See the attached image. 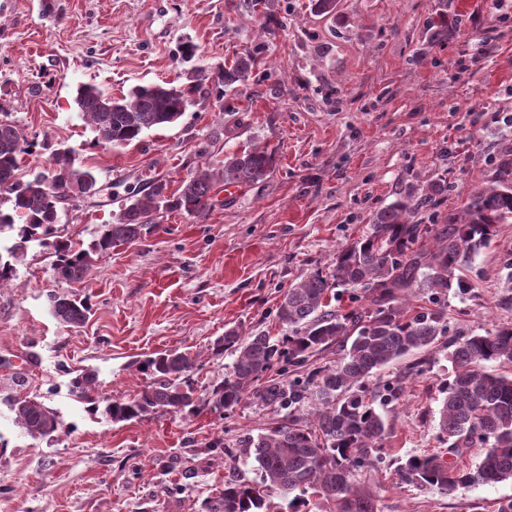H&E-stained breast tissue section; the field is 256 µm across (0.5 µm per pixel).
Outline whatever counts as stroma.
<instances>
[{
  "instance_id": "obj_1",
  "label": "stroma",
  "mask_w": 512,
  "mask_h": 512,
  "mask_svg": "<svg viewBox=\"0 0 512 512\" xmlns=\"http://www.w3.org/2000/svg\"><path fill=\"white\" fill-rule=\"evenodd\" d=\"M447 24L448 39L429 43ZM196 55L183 61L179 47ZM264 66L231 89L214 75L255 45ZM201 89L174 123L128 145H98L75 103L92 84L118 98L132 87ZM0 106L30 144L24 171L55 149L75 150L111 201L92 198L62 213L59 239L85 248L112 223L128 189L156 182L176 191L204 165L256 145L272 157L265 179L217 188L200 215L158 216L141 239L96 259L83 281L58 279L52 249L0 232V255L23 245L12 287L0 288V512H206L239 453L276 413L243 405L219 414L157 413L115 423L69 389L83 370L96 393L142 388L147 358L198 356L190 377L208 395L234 362L214 343L235 327L283 335L284 291L329 273L338 247L367 234L378 210L409 188L444 183L439 212L456 208L512 149V0H338L330 15L311 0H0ZM450 289L449 335L512 323V223L502 224ZM90 305L83 327L60 323L49 298ZM446 345L400 359L380 379L401 377L386 462L364 478L378 512H497L512 481L452 494L401 485L400 460L440 448ZM35 397L66 429L34 439L14 423L11 397Z\"/></svg>"
}]
</instances>
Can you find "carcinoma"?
I'll return each instance as SVG.
<instances>
[{
    "mask_svg": "<svg viewBox=\"0 0 512 512\" xmlns=\"http://www.w3.org/2000/svg\"><path fill=\"white\" fill-rule=\"evenodd\" d=\"M261 46L236 58L217 73V82L230 88L243 82L257 65ZM182 87L148 84L129 95L113 98L92 85L78 87L76 103L83 119L104 144H130L155 127L172 124L186 112L195 92V77ZM22 138L9 120L0 119V230L23 220L21 242L52 240L54 274L80 282L95 257L138 240L160 212L200 214L214 205L216 186H241L265 178L271 156L257 146L224 159L220 168L205 166L167 193L162 182L146 194L130 196L115 221L104 224L86 249L55 239L60 212L73 202L74 186H97L94 173L76 164L74 151L58 149L50 167L22 176ZM448 193L435 183L412 188L378 211L362 238L336 250L333 269L316 272L289 288L277 318L290 332L273 337L263 331L248 335L231 328L215 344L230 350L235 360L220 386L208 397H192L190 373L197 358L170 351L145 361L150 375L134 395L110 401L106 413L115 423L144 418L159 411L181 414L207 407L224 413L250 402L288 411L275 426L239 441L243 464L254 461L256 477L247 479L232 468L224 489L208 501L207 512H268L270 498L288 500V512H301L309 490L322 498L329 512H377L376 497L361 487L358 476L381 463L379 443L389 432L375 408L377 395L367 381L396 359L436 346L448 336V312L438 297L457 287L468 288L456 272L488 245L499 224L512 222V153H506L490 179L476 186L463 204L439 222L414 220L419 207L433 205ZM9 205V212L1 206ZM11 252L0 261V288L15 279ZM359 286L364 304L347 312L326 310L333 290ZM426 299L420 309L411 299ZM53 316L71 327L83 326L87 302L69 295L50 298ZM342 345L343 355L332 365L319 366L306 376L288 377L316 355ZM453 372L443 383L439 430L447 448L412 455L399 465L400 483L451 494L459 488L512 479V373H490L486 363L512 365V324L494 326L482 334L452 340ZM71 392L96 402V375L77 374ZM15 424L35 439L50 438L62 429L58 415L36 398L9 401ZM478 442L487 444L478 462L466 465L463 455Z\"/></svg>",
    "mask_w": 512,
    "mask_h": 512,
    "instance_id": "cac0c4a2",
    "label": "carcinoma"
}]
</instances>
